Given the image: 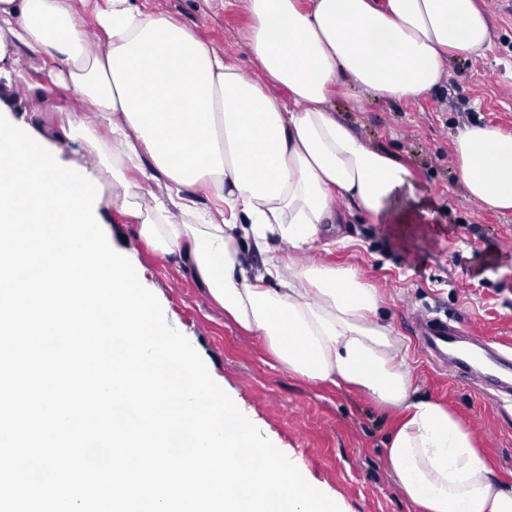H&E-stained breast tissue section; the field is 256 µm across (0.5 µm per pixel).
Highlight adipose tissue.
I'll return each mask as SVG.
<instances>
[{"mask_svg": "<svg viewBox=\"0 0 512 512\" xmlns=\"http://www.w3.org/2000/svg\"><path fill=\"white\" fill-rule=\"evenodd\" d=\"M108 3L95 49L68 0H0V74H19L21 48L58 61L55 82L94 107L70 115L68 133L96 157L91 177L111 170L112 204L138 220L140 238L189 263L290 373L400 413L386 453L422 512H512V487L468 425L415 396L376 290L353 268L302 264L271 246L309 248L324 225L344 223L341 199L377 224L416 221L397 204L411 171L338 120L330 95L343 81L390 101L437 90L450 55L489 47L488 14L476 0H245L258 81L184 24L135 0ZM455 151L468 198L512 210V135L472 123ZM149 184L159 193L145 208Z\"/></svg>", "mask_w": 512, "mask_h": 512, "instance_id": "obj_1", "label": "adipose tissue"}]
</instances>
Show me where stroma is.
<instances>
[{
    "instance_id": "stroma-1",
    "label": "stroma",
    "mask_w": 512,
    "mask_h": 512,
    "mask_svg": "<svg viewBox=\"0 0 512 512\" xmlns=\"http://www.w3.org/2000/svg\"><path fill=\"white\" fill-rule=\"evenodd\" d=\"M150 11L187 24L252 78H261L246 52L251 23L242 0L226 8L213 0H141ZM491 45L480 58H457L433 93L398 103L349 85L332 98L337 118L370 145L388 150L414 174L412 195L434 204V216L415 224H372L360 213L324 231L305 263L351 266L375 288L380 317L408 347L404 356L419 395L444 404L471 428L495 474L512 484V401L497 405L494 391L430 363L415 338L412 317L429 311L462 324L466 335L490 340L512 357V212L470 201L457 181L454 140L463 125L481 121L512 133V0L488 5ZM24 82L0 77V102L12 117L43 134L64 164H85V146L56 138L70 112L91 106L51 81L52 61L19 49ZM109 243L133 264L158 298L167 322L205 362L213 380L284 454L302 459L308 482L337 501L341 512H419L398 488L386 455L393 411L356 390L313 383L278 364L264 340L238 328L174 257H162L140 239L135 222L99 206ZM348 246H341V239Z\"/></svg>"
}]
</instances>
